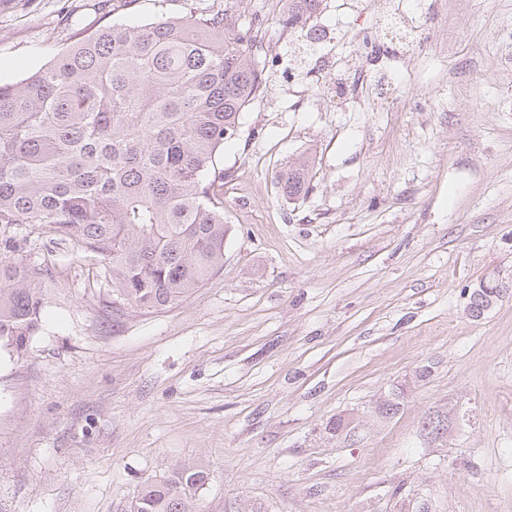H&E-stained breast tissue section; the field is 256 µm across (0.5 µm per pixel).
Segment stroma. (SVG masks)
I'll return each instance as SVG.
<instances>
[{"label": "stroma", "instance_id": "obj_1", "mask_svg": "<svg viewBox=\"0 0 512 512\" xmlns=\"http://www.w3.org/2000/svg\"><path fill=\"white\" fill-rule=\"evenodd\" d=\"M227 1L263 20L267 91L216 158L224 267L116 315L99 259L21 227L49 272L0 353V512H128L199 465L198 512H512V0H325L310 37L286 0H0V81ZM281 194L291 199L299 198L309 192L310 188V164L305 158L299 159L279 177ZM507 290L508 288H505L502 283H498V287L494 291V294L489 296L486 292V283H480L479 286L475 288L470 295L469 304L467 307L468 315L475 319L482 318L484 313L488 311Z\"/></svg>", "mask_w": 512, "mask_h": 512}]
</instances>
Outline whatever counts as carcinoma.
Here are the masks:
<instances>
[{
  "mask_svg": "<svg viewBox=\"0 0 512 512\" xmlns=\"http://www.w3.org/2000/svg\"><path fill=\"white\" fill-rule=\"evenodd\" d=\"M323 0H288L279 24L312 30ZM255 25L224 11L112 24L59 49L20 82L0 83V350L21 354L41 320L48 268L14 227L47 228L98 257L112 303L173 306L224 267V176L211 175L240 112L264 96ZM304 196L310 164L279 177ZM207 472L145 483L138 512H197Z\"/></svg>",
  "mask_w": 512,
  "mask_h": 512,
  "instance_id": "cac0c4a2",
  "label": "carcinoma"
}]
</instances>
